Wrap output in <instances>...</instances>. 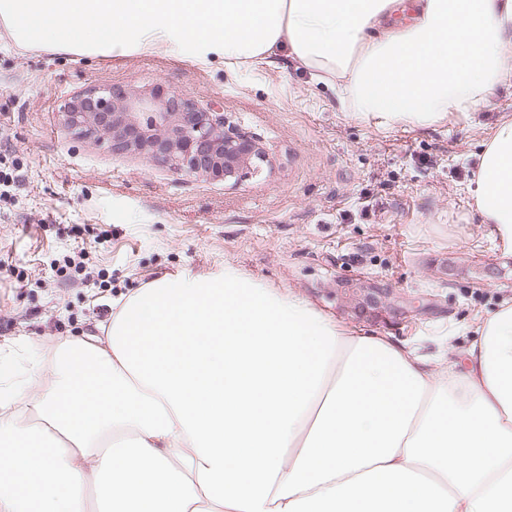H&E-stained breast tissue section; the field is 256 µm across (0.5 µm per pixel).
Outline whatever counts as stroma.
<instances>
[{"label":"stroma","mask_w":512,"mask_h":512,"mask_svg":"<svg viewBox=\"0 0 512 512\" xmlns=\"http://www.w3.org/2000/svg\"><path fill=\"white\" fill-rule=\"evenodd\" d=\"M177 93L224 110L265 160L235 181L112 152L75 134L61 107L93 88ZM512 86L489 107L435 126L379 129L346 112L293 57L231 70L162 51L118 60L22 49L0 35V372L112 314V303L174 274L224 267L310 301L356 334L440 356L512 298V244L481 223L466 187ZM98 274L73 278L75 263ZM353 293L340 296L339 283ZM391 288L427 309L394 318L361 291Z\"/></svg>","instance_id":"35a3bbf8"}]
</instances>
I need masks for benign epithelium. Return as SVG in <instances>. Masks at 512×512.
Segmentation results:
<instances>
[{
	"label": "benign epithelium",
	"instance_id": "obj_1",
	"mask_svg": "<svg viewBox=\"0 0 512 512\" xmlns=\"http://www.w3.org/2000/svg\"><path fill=\"white\" fill-rule=\"evenodd\" d=\"M65 124L117 152H139L169 162L197 177L235 178L262 159V150L239 130L224 128V113L214 106L172 95L166 100L104 87L65 104ZM424 306L393 297L388 306L397 317Z\"/></svg>",
	"mask_w": 512,
	"mask_h": 512
}]
</instances>
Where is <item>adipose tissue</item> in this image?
<instances>
[{
	"label": "adipose tissue",
	"mask_w": 512,
	"mask_h": 512,
	"mask_svg": "<svg viewBox=\"0 0 512 512\" xmlns=\"http://www.w3.org/2000/svg\"><path fill=\"white\" fill-rule=\"evenodd\" d=\"M0 0L23 49L288 54L387 129L512 84V0ZM467 194L512 243V117ZM460 359L356 335L241 276H166L104 336L0 376V512H512V304Z\"/></svg>",
	"instance_id": "obj_1"
}]
</instances>
